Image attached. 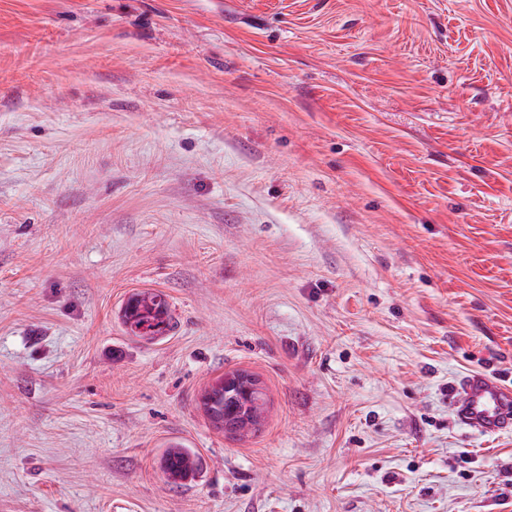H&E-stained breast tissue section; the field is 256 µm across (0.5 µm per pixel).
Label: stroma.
Instances as JSON below:
<instances>
[{
  "instance_id": "obj_1",
  "label": "stroma",
  "mask_w": 512,
  "mask_h": 512,
  "mask_svg": "<svg viewBox=\"0 0 512 512\" xmlns=\"http://www.w3.org/2000/svg\"><path fill=\"white\" fill-rule=\"evenodd\" d=\"M468 372L512 386V0H0V512H512ZM121 318L133 336L147 341L167 335L173 319L166 295L154 290L133 293L121 309ZM237 395L238 393L236 391L224 392V377L219 378L215 384L206 389L202 395V402L211 422L218 429L222 431L225 429V431L230 434H232L235 429V420L243 415L224 419V412L236 404L233 399ZM244 405L254 406L252 416V427H250L244 434L241 435L240 439L246 438L248 435H252L259 431L262 421L264 420V414L266 412V398L263 388L258 385V391L250 392L248 397L245 399ZM159 464L165 480L172 485L193 479L203 468L201 455L195 449L185 448L178 442L164 448Z\"/></svg>"
}]
</instances>
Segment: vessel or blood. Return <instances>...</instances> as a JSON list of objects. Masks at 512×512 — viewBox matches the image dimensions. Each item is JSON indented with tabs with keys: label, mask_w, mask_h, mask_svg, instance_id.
I'll return each mask as SVG.
<instances>
[{
	"label": "vessel or blood",
	"mask_w": 512,
	"mask_h": 512,
	"mask_svg": "<svg viewBox=\"0 0 512 512\" xmlns=\"http://www.w3.org/2000/svg\"><path fill=\"white\" fill-rule=\"evenodd\" d=\"M448 403L461 426L477 436L512 431V388L479 373L452 384Z\"/></svg>",
	"instance_id": "obj_1"
}]
</instances>
